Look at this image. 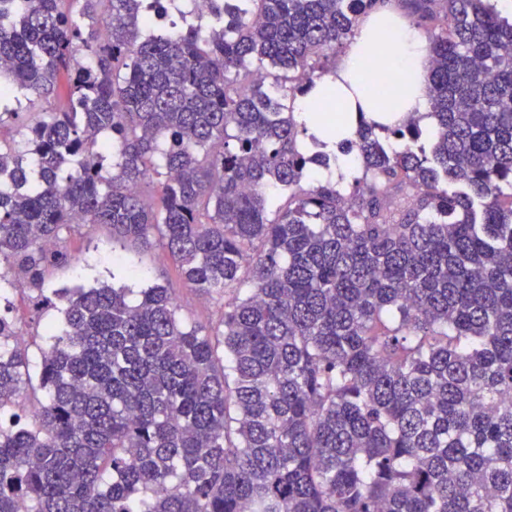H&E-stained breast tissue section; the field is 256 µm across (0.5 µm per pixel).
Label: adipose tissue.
Masks as SVG:
<instances>
[{"mask_svg":"<svg viewBox=\"0 0 512 512\" xmlns=\"http://www.w3.org/2000/svg\"><path fill=\"white\" fill-rule=\"evenodd\" d=\"M426 42L405 24L393 8L369 14L359 25L356 37L336 66L330 82L318 83L306 96L298 98L296 109L313 111L316 103L334 107L337 135L356 122L359 114L377 121H391L410 113L429 110L426 96ZM373 68L388 99L386 110L375 107L366 92H352L365 68Z\"/></svg>","mask_w":512,"mask_h":512,"instance_id":"obj_1","label":"adipose tissue"}]
</instances>
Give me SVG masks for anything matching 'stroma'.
Listing matches in <instances>:
<instances>
[{
    "mask_svg": "<svg viewBox=\"0 0 512 512\" xmlns=\"http://www.w3.org/2000/svg\"><path fill=\"white\" fill-rule=\"evenodd\" d=\"M67 247L69 261L47 271L44 288L94 286L111 280L133 288L145 283H159L172 288L185 318L202 324L217 321L224 307L223 293L217 291L202 297L192 291L171 258L158 245L126 251L122 262L118 263L112 254L110 229L101 224H90L83 228L81 235L72 238ZM35 296V290L28 288L11 292L13 308L8 313L31 344L29 371L33 374L38 372L40 365V351L32 344L34 337L42 333L47 324L61 320L54 308L36 307Z\"/></svg>",
    "mask_w": 512,
    "mask_h": 512,
    "instance_id": "1",
    "label": "stroma"
}]
</instances>
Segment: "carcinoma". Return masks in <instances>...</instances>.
<instances>
[{
    "label": "carcinoma",
    "instance_id": "carcinoma-1",
    "mask_svg": "<svg viewBox=\"0 0 512 512\" xmlns=\"http://www.w3.org/2000/svg\"><path fill=\"white\" fill-rule=\"evenodd\" d=\"M210 2L0 0V301L87 224L232 291L54 289L36 383L0 314V512H512V17L403 0L430 112L336 141L290 102L388 0Z\"/></svg>",
    "mask_w": 512,
    "mask_h": 512
}]
</instances>
